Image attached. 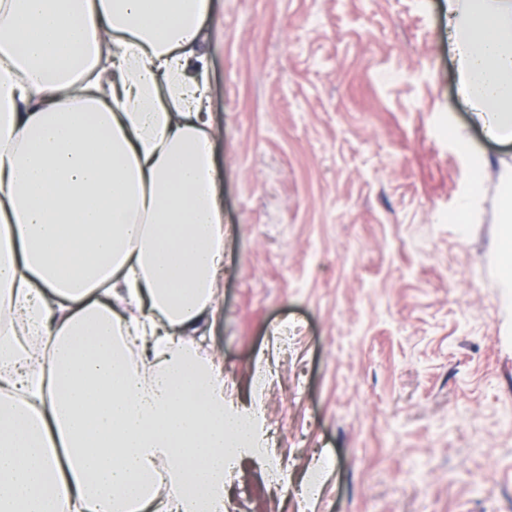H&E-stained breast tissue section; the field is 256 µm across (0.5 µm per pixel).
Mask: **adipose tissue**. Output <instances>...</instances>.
Wrapping results in <instances>:
<instances>
[{
    "label": "adipose tissue",
    "instance_id": "obj_1",
    "mask_svg": "<svg viewBox=\"0 0 512 512\" xmlns=\"http://www.w3.org/2000/svg\"><path fill=\"white\" fill-rule=\"evenodd\" d=\"M445 8L474 121L511 139L512 0ZM211 10L0 0V512H224L251 426L201 351L224 266Z\"/></svg>",
    "mask_w": 512,
    "mask_h": 512
}]
</instances>
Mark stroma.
Segmentation results:
<instances>
[{
    "instance_id": "stroma-1",
    "label": "stroma",
    "mask_w": 512,
    "mask_h": 512,
    "mask_svg": "<svg viewBox=\"0 0 512 512\" xmlns=\"http://www.w3.org/2000/svg\"><path fill=\"white\" fill-rule=\"evenodd\" d=\"M204 26L224 269L202 349L288 472L244 459L232 512H512V141L457 94L444 0H214ZM503 199H502V220L503 240L506 242L512 239V171H506L502 177Z\"/></svg>"
}]
</instances>
